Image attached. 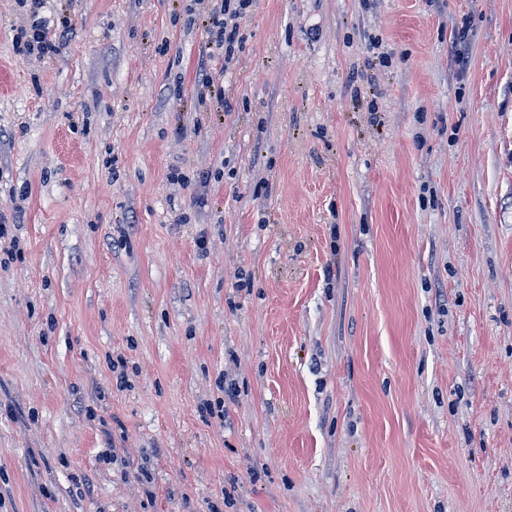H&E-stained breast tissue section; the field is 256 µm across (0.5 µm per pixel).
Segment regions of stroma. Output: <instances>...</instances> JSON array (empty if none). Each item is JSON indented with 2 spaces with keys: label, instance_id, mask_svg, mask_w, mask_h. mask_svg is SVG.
<instances>
[{
  "label": "stroma",
  "instance_id": "1",
  "mask_svg": "<svg viewBox=\"0 0 512 512\" xmlns=\"http://www.w3.org/2000/svg\"><path fill=\"white\" fill-rule=\"evenodd\" d=\"M211 8L0 0V512H512V0ZM247 1L249 0H215L216 5L207 17L209 58H224V68L234 55L238 19L246 9ZM38 24L39 29L33 42L26 44L27 50L29 52L36 50L37 54L42 56L55 53L57 51L56 43L59 44L60 38L63 37L62 30L59 31V25H55L54 21L49 19H44Z\"/></svg>",
  "mask_w": 512,
  "mask_h": 512
}]
</instances>
